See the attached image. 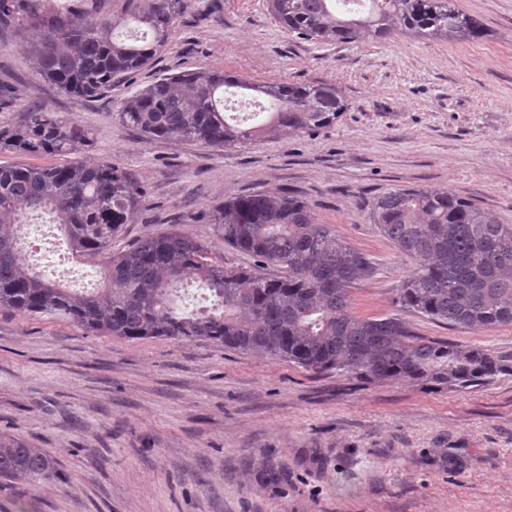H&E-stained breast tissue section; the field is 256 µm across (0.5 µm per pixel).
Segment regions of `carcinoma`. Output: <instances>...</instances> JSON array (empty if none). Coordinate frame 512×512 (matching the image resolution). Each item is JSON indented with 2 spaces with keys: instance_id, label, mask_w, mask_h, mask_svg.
Here are the masks:
<instances>
[{
  "instance_id": "cac0c4a2",
  "label": "carcinoma",
  "mask_w": 512,
  "mask_h": 512,
  "mask_svg": "<svg viewBox=\"0 0 512 512\" xmlns=\"http://www.w3.org/2000/svg\"><path fill=\"white\" fill-rule=\"evenodd\" d=\"M184 0H126L112 18L94 23L50 0H0V28L26 35L39 72L64 91L96 98L112 81L140 71L167 45ZM289 33L323 43L385 39L395 33L461 42L484 29L453 0H269ZM229 94L264 102L256 124H231ZM347 103L335 85L256 84L220 69L160 77L120 102V120L148 141L197 142L234 149L260 137L315 131ZM89 133L54 112L36 109L0 132V150L65 155ZM144 191L112 165L67 161L49 166L0 165V308L62 316L86 331L124 339L205 340L264 354L312 371L369 380L410 379L465 388L494 379L502 360L484 350L423 341L396 315L351 314L350 289L372 262L318 223L312 206L285 192L242 194L214 207L224 245L252 256L251 268H228L206 257L193 236L150 235L112 253V238L133 222ZM49 213L70 251L101 258L108 286L71 292L45 280L23 258L20 225ZM369 218L403 255L420 263L396 303L452 328L512 324V224H501L452 193L394 190L375 198ZM282 269L270 277L261 268ZM204 294L195 296L189 287ZM54 458L18 439L0 437V480L49 482Z\"/></svg>"
}]
</instances>
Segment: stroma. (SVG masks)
<instances>
[{
	"label": "stroma",
	"mask_w": 512,
	"mask_h": 512,
	"mask_svg": "<svg viewBox=\"0 0 512 512\" xmlns=\"http://www.w3.org/2000/svg\"><path fill=\"white\" fill-rule=\"evenodd\" d=\"M151 67L95 99L37 70L23 35L0 32V130L28 110L90 133L76 154L144 190L120 252L185 232L219 264L254 266L209 215L225 199L291 190L370 259L351 313H396L417 262L369 219L397 189L448 191L512 224V0H454L485 30L471 42L396 34L321 44L287 33L268 0H185ZM220 68L253 83L326 82L348 104L327 127L244 148L146 141L119 101L156 77ZM424 340L499 356L467 388L314 372L211 341L127 340L0 308V434L44 449L58 480L0 483V512H512V325L451 330L410 314Z\"/></svg>",
	"instance_id": "1"
}]
</instances>
